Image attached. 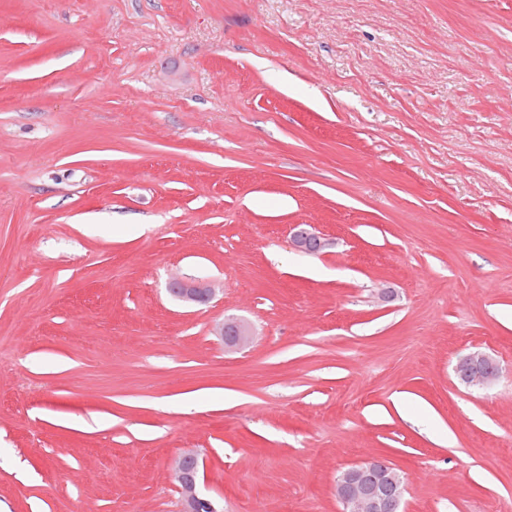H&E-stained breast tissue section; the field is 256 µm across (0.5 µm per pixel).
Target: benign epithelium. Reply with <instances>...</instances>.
I'll return each mask as SVG.
<instances>
[{
    "label": "benign epithelium",
    "instance_id": "1",
    "mask_svg": "<svg viewBox=\"0 0 512 512\" xmlns=\"http://www.w3.org/2000/svg\"><path fill=\"white\" fill-rule=\"evenodd\" d=\"M291 245L305 253H318L326 241L306 225L294 227ZM169 292L188 306H199L215 298L220 289L214 284L187 277H174L168 284ZM215 335L226 340L229 347L251 342L250 326L238 320L215 323ZM464 382L472 387H488L499 377L501 368L497 359L484 351L463 356L458 364ZM173 472L180 495V512H213L211 498L200 490L199 456L193 449L185 450L173 462ZM408 478L390 461L371 457L365 462L348 467L336 477L335 492L339 512H402Z\"/></svg>",
    "mask_w": 512,
    "mask_h": 512
}]
</instances>
